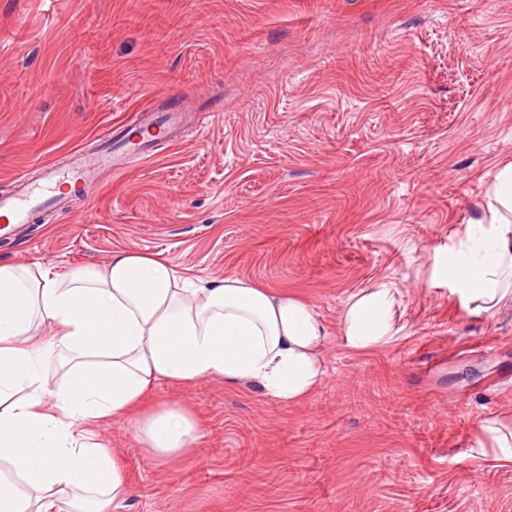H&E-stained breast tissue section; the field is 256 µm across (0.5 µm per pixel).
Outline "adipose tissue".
<instances>
[{"instance_id":"ef3b65f1","label":"adipose tissue","mask_w":512,"mask_h":512,"mask_svg":"<svg viewBox=\"0 0 512 512\" xmlns=\"http://www.w3.org/2000/svg\"><path fill=\"white\" fill-rule=\"evenodd\" d=\"M451 238L436 265L451 296L490 316L512 303V162L482 214ZM395 302L384 283L352 295L345 347L394 341ZM327 337L303 296L233 276L192 281L151 254L118 251L64 275L0 263V512H110L133 488L120 458L94 442V425L132 416L142 447L178 456L198 425L180 406L139 412L152 382L221 377L294 404L325 378ZM59 356L65 371L51 390L45 366Z\"/></svg>"}]
</instances>
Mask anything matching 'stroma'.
I'll list each match as a JSON object with an SVG mask.
<instances>
[{
	"label": "stroma",
	"instance_id": "stroma-1",
	"mask_svg": "<svg viewBox=\"0 0 512 512\" xmlns=\"http://www.w3.org/2000/svg\"><path fill=\"white\" fill-rule=\"evenodd\" d=\"M160 92L188 130L0 237V263L150 253L303 295L330 337L298 404L156 382L146 408L199 423L178 457L101 422L134 488L119 512H512V461L473 450L512 416V305L470 312L435 277L512 159V0H0V197ZM380 282L399 333L349 350L344 307Z\"/></svg>",
	"mask_w": 512,
	"mask_h": 512
}]
</instances>
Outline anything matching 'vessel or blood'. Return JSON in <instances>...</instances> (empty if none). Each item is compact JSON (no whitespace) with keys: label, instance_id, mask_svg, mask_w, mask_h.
<instances>
[{"label":"vessel or blood","instance_id":"1","mask_svg":"<svg viewBox=\"0 0 512 512\" xmlns=\"http://www.w3.org/2000/svg\"><path fill=\"white\" fill-rule=\"evenodd\" d=\"M183 120V106L177 98L158 94L137 112L131 124L118 135L100 138L93 152L72 151L63 164H47L38 180L18 177L14 195L0 198V232L11 233L17 225L29 223L34 212L47 205H65L71 198L90 192L99 172H126L134 157L148 156L152 142L132 139L133 131L150 127L171 128Z\"/></svg>","mask_w":512,"mask_h":512}]
</instances>
